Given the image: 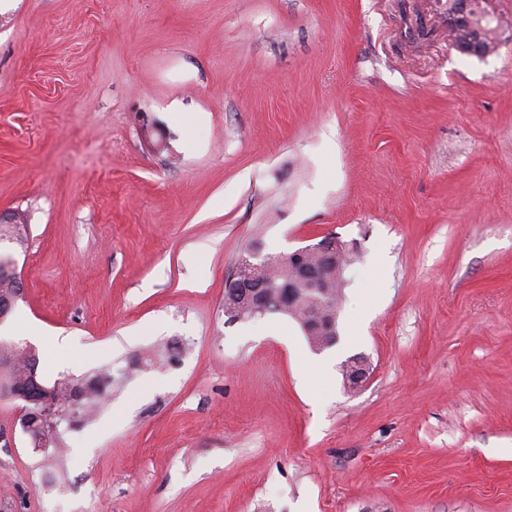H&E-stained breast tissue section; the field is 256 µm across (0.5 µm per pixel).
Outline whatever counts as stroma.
<instances>
[{"instance_id": "35a3bbf8", "label": "stroma", "mask_w": 512, "mask_h": 512, "mask_svg": "<svg viewBox=\"0 0 512 512\" xmlns=\"http://www.w3.org/2000/svg\"><path fill=\"white\" fill-rule=\"evenodd\" d=\"M484 8L482 57L448 0L0 8V210L30 229L0 347L114 379L51 477L0 397V512H512V0ZM329 234L335 345L227 321L241 256Z\"/></svg>"}]
</instances>
